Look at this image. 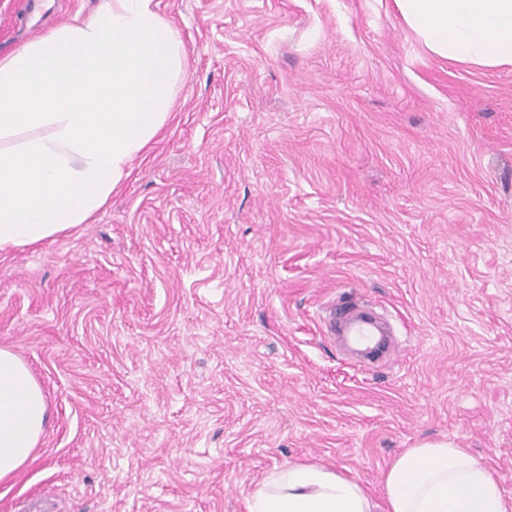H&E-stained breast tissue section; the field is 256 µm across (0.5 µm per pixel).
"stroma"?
<instances>
[{
	"mask_svg": "<svg viewBox=\"0 0 512 512\" xmlns=\"http://www.w3.org/2000/svg\"><path fill=\"white\" fill-rule=\"evenodd\" d=\"M96 0H0V56ZM165 130L90 223L0 254V347L49 422L0 512H246L275 467L356 478L454 440L512 497V68L394 0H161ZM356 302L395 348L326 334Z\"/></svg>",
	"mask_w": 512,
	"mask_h": 512,
	"instance_id": "1",
	"label": "stroma"
}]
</instances>
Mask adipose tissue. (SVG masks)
Returning a JSON list of instances; mask_svg holds the SVG:
<instances>
[{"label":"adipose tissue","mask_w":512,"mask_h":512,"mask_svg":"<svg viewBox=\"0 0 512 512\" xmlns=\"http://www.w3.org/2000/svg\"><path fill=\"white\" fill-rule=\"evenodd\" d=\"M434 54L512 67V0H395ZM186 51L160 0H99L0 57V253L87 223L167 125ZM49 419L42 387L0 348V482L27 461ZM385 512H512L498 475L450 439L397 456L382 481ZM355 479L289 463L272 470L247 512H374Z\"/></svg>","instance_id":"ef3b65f1"}]
</instances>
